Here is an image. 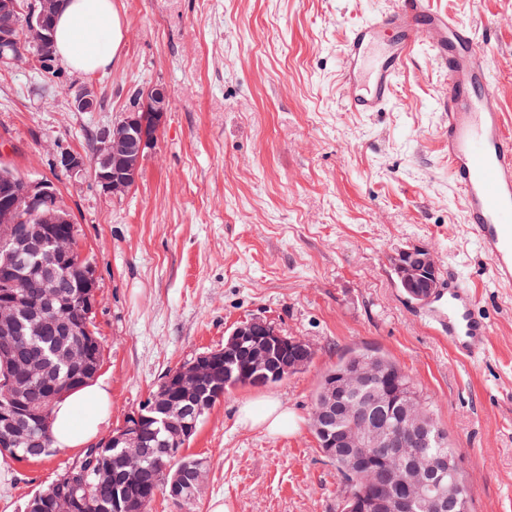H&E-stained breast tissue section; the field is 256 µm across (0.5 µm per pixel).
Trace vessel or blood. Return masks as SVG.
Here are the masks:
<instances>
[{"label": "vessel or blood", "instance_id": "obj_1", "mask_svg": "<svg viewBox=\"0 0 512 512\" xmlns=\"http://www.w3.org/2000/svg\"><path fill=\"white\" fill-rule=\"evenodd\" d=\"M428 43L448 75L443 110L448 123V172L465 220L499 283L512 285V124L491 82L475 28L430 0H394L391 7L353 26L344 44L340 97L347 111L380 112L394 81L420 43ZM431 322L464 357L482 353L492 333L478 311L476 292L457 278L436 295Z\"/></svg>", "mask_w": 512, "mask_h": 512}]
</instances>
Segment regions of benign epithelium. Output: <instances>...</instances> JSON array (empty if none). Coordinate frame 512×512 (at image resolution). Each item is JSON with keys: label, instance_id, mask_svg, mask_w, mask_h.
Returning a JSON list of instances; mask_svg holds the SVG:
<instances>
[{"label": "benign epithelium", "instance_id": "obj_1", "mask_svg": "<svg viewBox=\"0 0 512 512\" xmlns=\"http://www.w3.org/2000/svg\"><path fill=\"white\" fill-rule=\"evenodd\" d=\"M60 0H0V67L13 69L21 63L45 73L56 70L55 63L39 53L38 46L52 40L54 21ZM23 29L36 37L30 49L14 51ZM99 98L92 85H84L70 97L74 112H95ZM168 109V92L153 85L135 94L134 109L125 117L100 128L92 155L71 151L57 154L56 165L70 174L90 167L101 190L118 199L137 184L146 150L157 140ZM57 190L49 181H31L24 177H0V359L16 354L11 337L19 331L38 336L54 323V303L63 296L65 282L58 271L72 268L78 272L81 288V315L86 340L74 346L67 362L85 376L96 377L99 368L90 367L91 349L98 339L92 323L98 302L97 274L79 242L76 225L70 215L56 207ZM400 288L415 301L424 303L440 288L439 266L434 254L424 246L401 250L391 257ZM36 277L43 303L33 305L29 296L18 290L20 284ZM246 352L239 381L248 387L264 388L288 375L305 369L313 355L310 344L282 335L268 320L255 317L240 322L224 340V346L204 352L169 372L148 399V411L129 414L112 436L99 446L121 449L129 466L126 482L138 481L135 461L146 448L143 423L159 419L150 415L163 410L159 421L175 442L188 444L201 422L208 402L201 401L204 391L212 387L215 367L240 351ZM78 378L59 387L54 376L38 361L19 365L0 380L9 394V403L0 408V451L6 453L25 444L32 446L31 423L41 419L48 423L46 411H35L28 402L30 388L39 384L53 391H72ZM393 374L376 357L360 359L324 383L320 398L312 411V424L324 439L329 454L346 459L350 472L360 473L372 459L380 465L372 475L399 490L387 497L355 501L349 512H406L407 499L422 497L440 504L451 502L456 512H469L470 502L462 488L445 492V476L460 468L459 459L446 456H423L418 445L427 427L407 411L400 413L393 427L383 424L375 414L376 406L395 393ZM200 470L196 460L184 463L163 493L174 503L183 504L195 494V479ZM65 478L74 494L66 498H49V492H37L28 502L26 512H39L40 502L50 499L51 512H75L87 489L85 482L69 468Z\"/></svg>", "mask_w": 512, "mask_h": 512}]
</instances>
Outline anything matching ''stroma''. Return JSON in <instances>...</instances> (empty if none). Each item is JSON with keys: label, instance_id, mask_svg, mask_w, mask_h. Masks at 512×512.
Segmentation results:
<instances>
[{"label": "stroma", "instance_id": "1", "mask_svg": "<svg viewBox=\"0 0 512 512\" xmlns=\"http://www.w3.org/2000/svg\"><path fill=\"white\" fill-rule=\"evenodd\" d=\"M391 4L115 0L124 39L106 69L0 71V164L55 184L96 270V379L112 400L102 438L242 321L270 320L315 349L302 372L226 393L183 450L203 463L199 497L180 507L160 494L149 512H210L216 499L230 512H340L341 479L310 412L322 376L360 347L416 377L461 458L473 512H512V288L491 277L448 177L447 77L421 44L384 111H346L339 95L348 29ZM431 5L475 26L511 118L512 0ZM86 83L101 111L71 110ZM154 84L168 91L166 121L127 195L60 172L57 152L90 154L91 134ZM415 246L477 292L493 328L480 358L457 355L398 287L390 259ZM263 396L287 403L298 429L272 437L238 423L239 405ZM77 459L58 449L11 462L0 512H24Z\"/></svg>", "mask_w": 512, "mask_h": 512}]
</instances>
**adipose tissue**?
<instances>
[{"label": "adipose tissue", "instance_id": "obj_1", "mask_svg": "<svg viewBox=\"0 0 512 512\" xmlns=\"http://www.w3.org/2000/svg\"><path fill=\"white\" fill-rule=\"evenodd\" d=\"M123 38L114 0H62L55 25L56 53L69 69L93 74L107 68ZM110 401L107 387L96 382L58 399L51 416L54 447L70 451L84 448L107 423ZM238 421L274 436L297 427L294 414L276 398L242 404Z\"/></svg>", "mask_w": 512, "mask_h": 512}]
</instances>
